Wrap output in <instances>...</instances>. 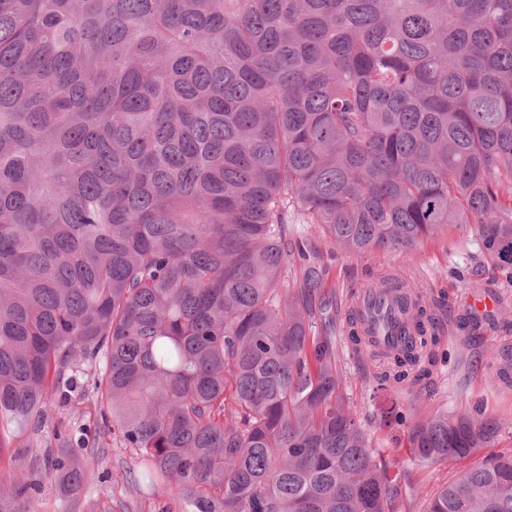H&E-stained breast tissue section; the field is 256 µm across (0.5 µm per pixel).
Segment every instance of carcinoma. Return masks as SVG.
<instances>
[{
  "instance_id": "cac0c4a2",
  "label": "carcinoma",
  "mask_w": 512,
  "mask_h": 512,
  "mask_svg": "<svg viewBox=\"0 0 512 512\" xmlns=\"http://www.w3.org/2000/svg\"><path fill=\"white\" fill-rule=\"evenodd\" d=\"M456 224L512 279V0H0V512L46 481L107 512L88 430L13 449L91 395L143 502L388 512L405 460L346 397L318 242L410 252ZM366 290L419 340L379 351L350 316L375 381L429 373L420 297ZM486 357L511 387L512 354ZM509 426L411 422L410 460L472 461L426 512H512V452L482 455Z\"/></svg>"
}]
</instances>
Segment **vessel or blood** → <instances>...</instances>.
Wrapping results in <instances>:
<instances>
[{
	"instance_id": "b4317fda",
	"label": "vessel or blood",
	"mask_w": 512,
	"mask_h": 512,
	"mask_svg": "<svg viewBox=\"0 0 512 512\" xmlns=\"http://www.w3.org/2000/svg\"><path fill=\"white\" fill-rule=\"evenodd\" d=\"M354 310L380 349H401L414 335L413 324L403 307L394 300L359 294Z\"/></svg>"
}]
</instances>
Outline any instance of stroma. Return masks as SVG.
<instances>
[{"instance_id": "obj_1", "label": "stroma", "mask_w": 512, "mask_h": 512, "mask_svg": "<svg viewBox=\"0 0 512 512\" xmlns=\"http://www.w3.org/2000/svg\"><path fill=\"white\" fill-rule=\"evenodd\" d=\"M383 271L421 291L427 312L439 329L438 348L447 355L429 376L395 389L380 388L367 356L346 341L345 317L356 293ZM325 289L333 296L336 334L343 340L341 366L347 392L384 457H407V449L395 447V438L406 435L411 421L438 408L460 407L479 398L487 414L512 411V389L501 386L486 359L487 345L512 348V315L503 316L497 304L482 313L470 304L478 295L512 301V282L506 281L494 259L482 255L469 225L451 227L410 252L384 256L336 252L329 262ZM95 419V406L88 400L58 407L42 430V444L53 445L56 430L90 428ZM94 450L95 458L88 461L89 495L111 487L112 512H138L134 492L120 482L133 462L119 436L105 435ZM459 469V464L448 462L427 468L408 465L410 479L398 486L397 508L400 512H425L426 493L453 480Z\"/></svg>"}]
</instances>
